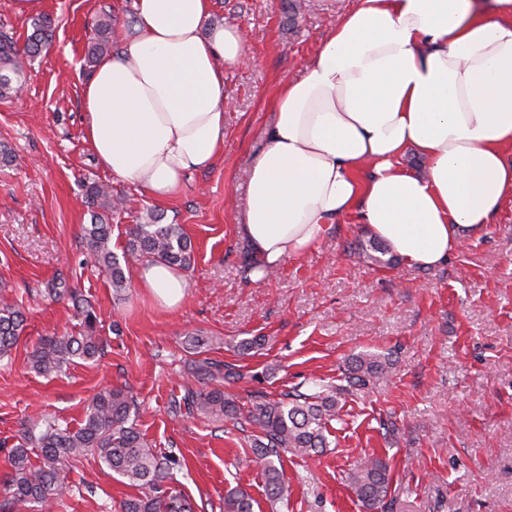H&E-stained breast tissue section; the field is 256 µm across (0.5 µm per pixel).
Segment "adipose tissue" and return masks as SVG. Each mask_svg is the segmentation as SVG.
I'll return each mask as SVG.
<instances>
[{"instance_id":"1","label":"adipose tissue","mask_w":512,"mask_h":512,"mask_svg":"<svg viewBox=\"0 0 512 512\" xmlns=\"http://www.w3.org/2000/svg\"><path fill=\"white\" fill-rule=\"evenodd\" d=\"M211 6L135 0V37L85 85L100 163L156 198L224 150V71L249 55L241 26H209ZM274 111L238 226L253 280L353 211L406 265L437 267L512 202V0H358ZM411 149L424 172L403 165ZM138 282L169 308L187 288L160 262Z\"/></svg>"}]
</instances>
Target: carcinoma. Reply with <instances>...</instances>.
Returning a JSON list of instances; mask_svg holds the SVG:
<instances>
[{
    "mask_svg": "<svg viewBox=\"0 0 512 512\" xmlns=\"http://www.w3.org/2000/svg\"><path fill=\"white\" fill-rule=\"evenodd\" d=\"M112 21L110 10L99 16L86 54L88 66L111 51ZM54 29V20L47 15L33 20L22 49L14 32L0 30V101H9L22 86V56H38L51 41ZM86 195L94 210L83 246L107 274L115 293L128 288L129 264L134 259L191 266L193 247L181 225L162 224L154 213L147 215V222L129 226L123 258H118L111 247L110 219L122 208L123 199L99 182L87 184ZM46 292L55 300L71 301L81 316L77 334L44 336L29 354L34 372L52 376L76 358L95 359L103 350V341L98 333V315L84 302L78 288L59 278L48 284ZM24 322L20 308L0 306V359L17 346ZM188 345L193 355L190 377L182 385V394L172 397L171 412L215 422L243 420L257 429L251 448L263 472L270 512H278L279 504H288L291 495L282 467L284 456L323 452L329 446L328 428L341 409L342 397L354 386L383 377L393 366L385 356L362 352L351 361L345 386L314 394L296 390L278 398L261 392L245 408L224 387L241 378L236 365L207 356L208 340L201 336L190 337ZM137 416L133 395L113 386L101 389L88 401L82 420L74 427L47 418L23 424L18 443L8 454L10 472L0 482V512H51L67 492V470L88 455L138 489L119 502L117 512H193L190 501L170 486L173 470L185 463L153 447L138 430ZM349 486L367 507H380L391 488L388 464L379 458L368 460L350 473ZM252 508L251 498L242 491L224 496L223 512H252Z\"/></svg>",
    "mask_w": 512,
    "mask_h": 512,
    "instance_id": "1",
    "label": "carcinoma"
}]
</instances>
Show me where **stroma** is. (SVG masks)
<instances>
[{
    "mask_svg": "<svg viewBox=\"0 0 512 512\" xmlns=\"http://www.w3.org/2000/svg\"><path fill=\"white\" fill-rule=\"evenodd\" d=\"M354 5L309 0L292 23L288 0H213L209 25L242 26L258 64L224 73L234 107L224 114V153L216 165L186 176L172 196L158 200L113 179L85 136L82 92L92 73L85 55L94 22L111 8L113 46L133 39V0H42V13L55 20L53 41L25 63L23 93L0 102V143L19 158L16 166H0V303L21 306L27 317L17 348L0 360V443L37 416L76 425L94 394L123 385L139 403L138 429L156 448L184 459L175 488L196 512H220L235 487L252 498L253 512H268L252 426L170 411L187 375L188 337L207 338L210 357L242 366L244 379L226 390L245 405L259 392L344 384L349 359L370 351L394 360L391 374L347 394L324 453L285 456L293 494L280 512H368L347 476L370 457L391 467L386 512H512V202L433 269L368 261L359 247L371 236L354 214L269 279H250L244 263L236 226L272 102ZM93 180L127 200L111 221L114 252L122 251L126 228L151 212L189 236L194 264L177 307L161 306L135 281L115 296L86 255L85 184ZM58 276L97 311L105 347L97 361L78 359L46 378L30 367L33 346L80 324L70 302L44 292ZM256 336L263 346L234 353V345ZM67 481L55 512H115L133 492L91 456Z\"/></svg>",
    "mask_w": 512,
    "mask_h": 512,
    "instance_id": "obj_1",
    "label": "stroma"
}]
</instances>
